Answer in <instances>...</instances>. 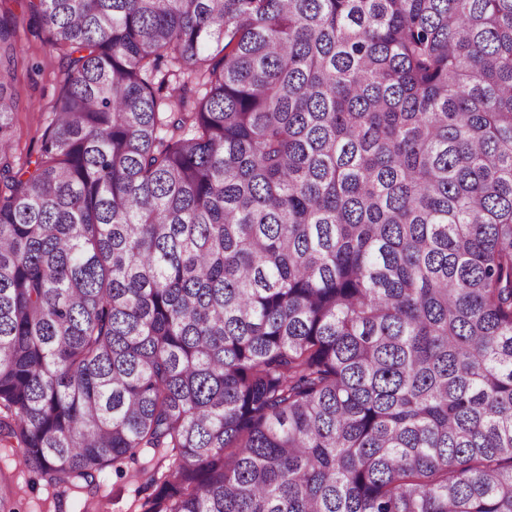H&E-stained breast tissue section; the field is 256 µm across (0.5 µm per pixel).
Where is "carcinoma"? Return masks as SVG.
<instances>
[{
    "label": "carcinoma",
    "mask_w": 512,
    "mask_h": 512,
    "mask_svg": "<svg viewBox=\"0 0 512 512\" xmlns=\"http://www.w3.org/2000/svg\"><path fill=\"white\" fill-rule=\"evenodd\" d=\"M0 16V444L146 448L144 512H512V0H26ZM1 13H12L18 22L15 79L8 86L14 101L9 160L14 171L26 170L34 167L42 134L51 122L63 67L47 42V31L29 19L21 0H0Z\"/></svg>",
    "instance_id": "carcinoma-1"
}]
</instances>
